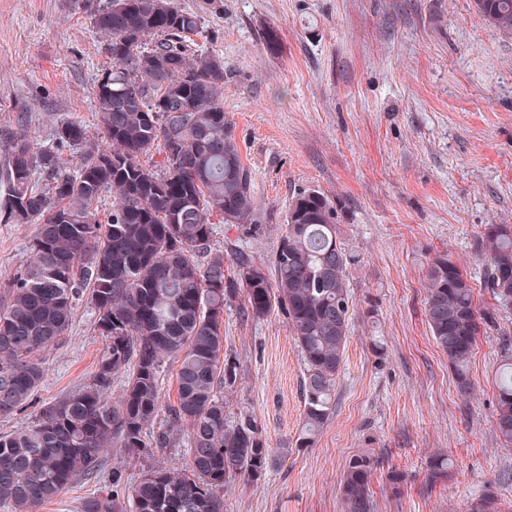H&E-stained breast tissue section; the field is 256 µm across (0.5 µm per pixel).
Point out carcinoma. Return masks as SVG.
<instances>
[{
    "mask_svg": "<svg viewBox=\"0 0 512 512\" xmlns=\"http://www.w3.org/2000/svg\"><path fill=\"white\" fill-rule=\"evenodd\" d=\"M473 2L483 25L512 35V0ZM88 11L112 60L92 88L106 142L66 122L51 144L10 137L0 169V222L37 225L26 266L0 282V417L29 405L43 378L36 356L65 336L83 297L105 347L90 383L43 405L26 429L0 434V505L38 512L73 482H98L110 447L144 458L182 448L188 462L177 472L150 467L132 482L112 464L111 483L80 512H224L226 486L258 483L293 451L314 447L333 415L359 254L342 240L340 199L309 190L289 203L269 262L246 251L232 258L247 315L284 312L304 364L302 428L291 447L272 448L253 415L230 417L224 406L239 376L224 350V310L237 289L225 279L215 223L256 234L261 222L253 171L224 113V58L195 43L205 38L204 18L175 0H101ZM65 150L79 163L65 165ZM109 189L116 196L101 220L93 204ZM482 248L492 312H481L471 279L448 257L427 273L426 322L464 398L481 328L496 312L512 313V225H487ZM174 363L177 400L159 426ZM119 375L126 380L114 396ZM494 418L500 447L511 449L512 362ZM377 465L367 454L349 460L341 512H375ZM449 468L439 452L426 479L434 484ZM470 512H502L493 486Z\"/></svg>",
    "mask_w": 512,
    "mask_h": 512,
    "instance_id": "cac0c4a2",
    "label": "carcinoma"
}]
</instances>
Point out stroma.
Here are the masks:
<instances>
[{
  "mask_svg": "<svg viewBox=\"0 0 512 512\" xmlns=\"http://www.w3.org/2000/svg\"><path fill=\"white\" fill-rule=\"evenodd\" d=\"M176 2L202 13L206 46L224 59V111L255 174L261 232L218 225L217 248L269 261L292 197L317 190L343 201V239L361 257L333 416L265 480L231 484L225 512H341L340 481L361 453L380 459L377 512H468L489 485L512 504V450L493 419L512 314L482 328L467 398L424 320L438 255L470 277L479 309L495 306L481 240L487 225L512 224V36L483 26L473 0H223L213 12ZM103 43L79 0H0V162L23 130L47 144L72 121L102 139L91 88L109 62ZM34 230L0 224V281L25 267ZM243 303L224 313V348L240 363L224 402L277 447L303 423L304 365L284 313L253 320ZM103 344L79 302L40 356L32 402L0 417V433L89 383ZM439 451L451 467L430 485Z\"/></svg>",
  "mask_w": 512,
  "mask_h": 512,
  "instance_id": "1",
  "label": "stroma"
}]
</instances>
